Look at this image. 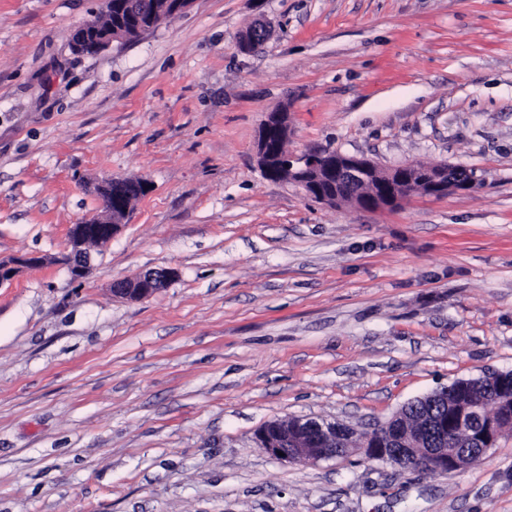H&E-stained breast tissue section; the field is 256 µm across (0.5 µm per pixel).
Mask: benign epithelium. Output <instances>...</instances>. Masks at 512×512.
<instances>
[{
    "label": "benign epithelium",
    "instance_id": "obj_1",
    "mask_svg": "<svg viewBox=\"0 0 512 512\" xmlns=\"http://www.w3.org/2000/svg\"><path fill=\"white\" fill-rule=\"evenodd\" d=\"M115 36L105 32L98 21L79 26L72 35L75 50L85 47L99 53L112 45ZM282 113L270 112L265 131L258 136L256 162L264 173L276 172L279 183L300 189L305 198L320 203L347 200L363 209H385L399 205L412 189L421 185L428 192L466 193L478 183L476 175L461 181L451 175L455 166L443 164L434 169L408 163L399 168L382 169L375 162L353 155L328 151H312L302 155L274 154L268 147L267 130L280 127ZM113 181L103 185L104 217L95 224H75L71 228L69 252L64 255L71 276L81 279L93 266V252L85 250L88 241H108L127 223L129 212L112 209ZM44 258L30 255L11 261H0V286L12 281L19 269L42 264ZM177 277L170 268L149 270L130 279L118 281L112 293L128 300L144 299L167 287ZM493 399L500 408L499 420H490L478 434L479 447L468 452L448 447V422L435 421L436 435L427 439L422 434L409 437L399 429L397 417H392L376 432L358 436L356 452L369 460L396 465L411 470L417 463L435 467L444 473L458 472L475 459L497 447L501 438L499 423H512V396L492 393L475 398L461 409H452L454 428L463 429L469 420L481 415L484 401ZM256 442L269 455L281 461L308 460L320 463L347 456L344 433L334 423L317 418L273 420L256 434Z\"/></svg>",
    "mask_w": 512,
    "mask_h": 512
}]
</instances>
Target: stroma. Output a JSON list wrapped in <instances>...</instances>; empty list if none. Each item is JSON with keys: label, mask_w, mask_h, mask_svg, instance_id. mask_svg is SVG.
I'll use <instances>...</instances> for the list:
<instances>
[{"label": "stroma", "mask_w": 512, "mask_h": 512, "mask_svg": "<svg viewBox=\"0 0 512 512\" xmlns=\"http://www.w3.org/2000/svg\"><path fill=\"white\" fill-rule=\"evenodd\" d=\"M102 0H0V512H512V434L441 475L284 462L288 417L372 430L457 379L512 370V0H192L96 55ZM264 20L252 53L238 37ZM288 150L459 166L466 194L393 209L305 199ZM141 179L72 278L96 185ZM172 268L130 301L113 282ZM123 1L124 0H116L113 3L112 0L103 1L104 12L109 14L111 17V30L109 32L102 30V28L109 24V20L107 18H104L102 21H87L74 31L72 35V44L75 51H80L84 47H89L98 54L112 45V42L116 39L112 33V24L114 22V16H119L123 9ZM113 184L116 185V190L120 187L118 179L113 182L111 178L108 183L103 185L101 190L106 194L105 199H102L104 217L95 223L74 224L71 228L70 249L64 255L62 261L67 265L71 276L75 279L86 276L93 266V252L85 250L86 243L92 239L109 241L117 234L120 227L127 223L129 211L122 208L113 210L112 208L129 205L132 200L146 193L142 181L127 179L123 197L114 203L112 200ZM42 262V257L35 255L13 259L11 261H0V286L12 281L21 267L36 266L42 264Z\"/></svg>", "instance_id": "35a3bbf8"}]
</instances>
